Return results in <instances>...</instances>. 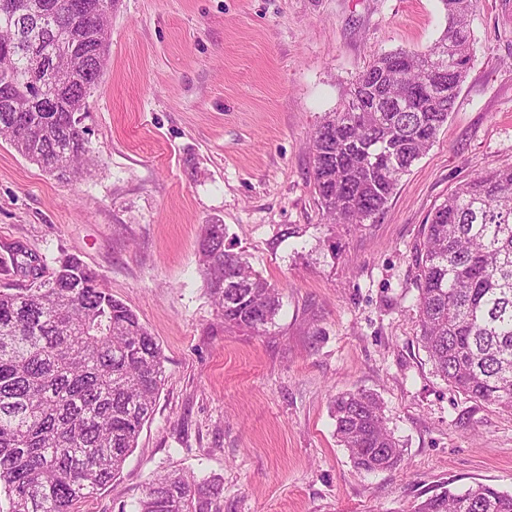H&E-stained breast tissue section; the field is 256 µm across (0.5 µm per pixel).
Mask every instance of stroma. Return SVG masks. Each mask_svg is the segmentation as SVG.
<instances>
[{
  "label": "stroma",
  "instance_id": "1",
  "mask_svg": "<svg viewBox=\"0 0 512 512\" xmlns=\"http://www.w3.org/2000/svg\"><path fill=\"white\" fill-rule=\"evenodd\" d=\"M440 0H116L84 124L97 163L64 183L0 141V255H72L159 342L165 381L119 477L83 512H132L154 475L220 478L221 512H414L447 482L512 492V409L453 391L419 340L416 247L461 181L512 166V0H480L447 123L385 208L326 224L311 132L374 56L433 45ZM275 283L267 332L222 324L201 227ZM384 404L404 450L357 470L333 397Z\"/></svg>",
  "mask_w": 512,
  "mask_h": 512
}]
</instances>
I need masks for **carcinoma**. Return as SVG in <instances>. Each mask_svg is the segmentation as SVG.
<instances>
[{
	"instance_id": "obj_1",
	"label": "carcinoma",
	"mask_w": 512,
	"mask_h": 512,
	"mask_svg": "<svg viewBox=\"0 0 512 512\" xmlns=\"http://www.w3.org/2000/svg\"><path fill=\"white\" fill-rule=\"evenodd\" d=\"M54 14L48 44L91 59L103 74L115 0H43ZM455 47L448 72L428 66L437 48L381 54L358 75L341 108L309 139L313 186L332 224L357 226L383 209L402 174L433 145L457 98L471 55L468 17L478 0H441ZM442 80L448 93L435 91ZM69 61L48 85L28 82L24 50L0 39V139L62 182L92 161L82 126L91 92ZM407 88L412 112L386 108ZM22 96L27 112H5ZM205 224L201 273L224 323L260 333L279 292ZM419 327L436 372L476 401L512 407V166L460 183L435 206L416 248ZM29 287L0 288V512H80L120 474L153 416L163 356L137 315L75 257L48 268L15 247ZM336 437L356 469L391 470L402 449L381 401L347 393L332 402ZM215 479H153L134 512H220ZM414 512H512V492L478 483L442 487Z\"/></svg>"
}]
</instances>
